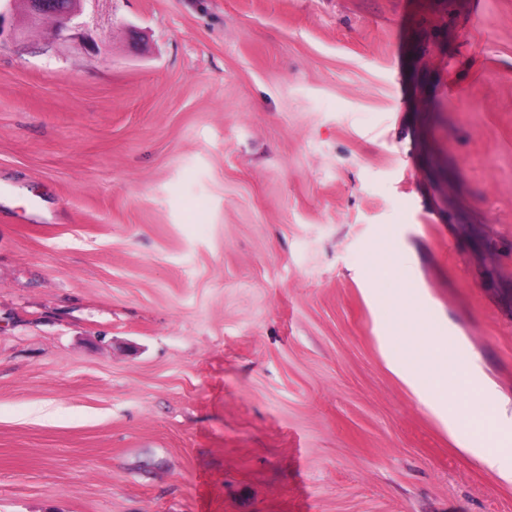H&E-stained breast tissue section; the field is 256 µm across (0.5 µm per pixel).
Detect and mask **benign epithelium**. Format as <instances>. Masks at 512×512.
Masks as SVG:
<instances>
[{"label":"benign epithelium","instance_id":"1","mask_svg":"<svg viewBox=\"0 0 512 512\" xmlns=\"http://www.w3.org/2000/svg\"><path fill=\"white\" fill-rule=\"evenodd\" d=\"M89 0H69L63 7H53L48 0H26L27 11L23 23L35 28L51 19L54 22L53 35L59 41L79 40L85 49L94 53L98 46L88 32V24L82 19L84 5Z\"/></svg>","mask_w":512,"mask_h":512}]
</instances>
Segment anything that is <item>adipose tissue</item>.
<instances>
[{
  "label": "adipose tissue",
  "mask_w": 512,
  "mask_h": 512,
  "mask_svg": "<svg viewBox=\"0 0 512 512\" xmlns=\"http://www.w3.org/2000/svg\"><path fill=\"white\" fill-rule=\"evenodd\" d=\"M396 328L407 340L398 372L418 400L458 435L461 448L479 447V461L496 481L512 483V422L497 407V389L475 365L458 363L446 339L411 316Z\"/></svg>",
  "instance_id": "1"
}]
</instances>
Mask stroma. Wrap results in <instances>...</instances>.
Returning <instances> with one entry per match:
<instances>
[{
  "label": "stroma",
  "instance_id": "35a3bbf8",
  "mask_svg": "<svg viewBox=\"0 0 512 512\" xmlns=\"http://www.w3.org/2000/svg\"><path fill=\"white\" fill-rule=\"evenodd\" d=\"M87 20L0 37V512H512L393 304L512 403V0Z\"/></svg>",
  "mask_w": 512,
  "mask_h": 512
}]
</instances>
